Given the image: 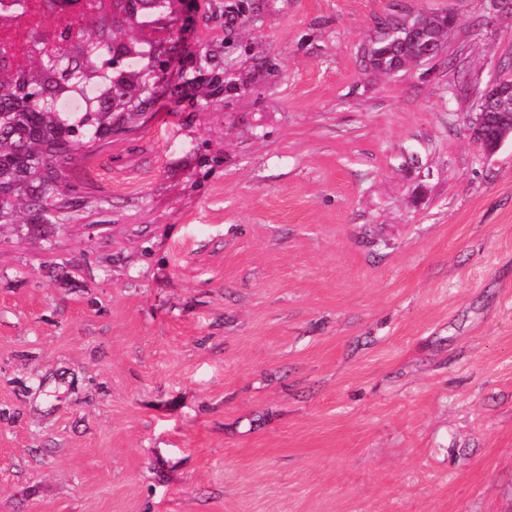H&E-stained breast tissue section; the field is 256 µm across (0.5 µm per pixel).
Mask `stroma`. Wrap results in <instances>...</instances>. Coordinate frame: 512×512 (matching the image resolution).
I'll return each instance as SVG.
<instances>
[{
	"label": "stroma",
	"instance_id": "stroma-1",
	"mask_svg": "<svg viewBox=\"0 0 512 512\" xmlns=\"http://www.w3.org/2000/svg\"><path fill=\"white\" fill-rule=\"evenodd\" d=\"M251 2L230 49L224 0L168 17L71 207L0 227V512H512V135H474L512 17ZM399 12L446 49L366 70Z\"/></svg>",
	"mask_w": 512,
	"mask_h": 512
}]
</instances>
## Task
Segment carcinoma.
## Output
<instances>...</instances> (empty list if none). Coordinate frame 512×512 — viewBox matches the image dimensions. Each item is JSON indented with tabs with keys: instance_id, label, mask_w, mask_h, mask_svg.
Segmentation results:
<instances>
[{
	"instance_id": "1",
	"label": "carcinoma",
	"mask_w": 512,
	"mask_h": 512,
	"mask_svg": "<svg viewBox=\"0 0 512 512\" xmlns=\"http://www.w3.org/2000/svg\"><path fill=\"white\" fill-rule=\"evenodd\" d=\"M244 0L224 2V27L231 39L240 29L238 19L246 12ZM448 38V14L429 13L421 19L418 36H411L404 17L392 15L376 25V35L363 51L365 67L386 74L404 59L422 54L425 48L441 45ZM87 48L76 55L73 76L97 78L99 50L89 40ZM111 86H105L94 112H59L55 100L63 94L50 86L51 94L28 106L0 90V178L15 184L11 197L0 202V224H14L19 204L29 199L32 206L52 212L62 207L68 194L67 165L89 143L112 134L114 127L137 116L152 98L147 88L135 99L119 102L112 110Z\"/></svg>"
}]
</instances>
